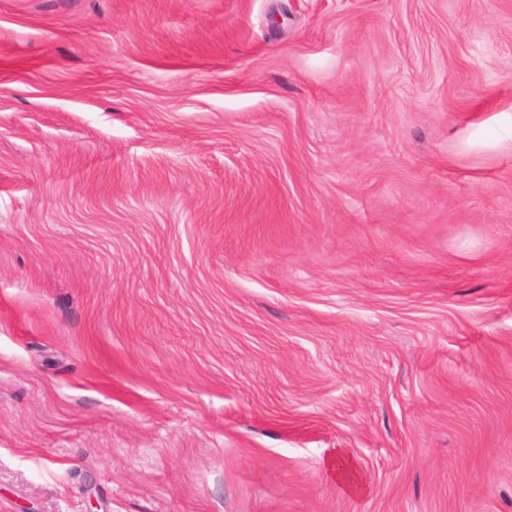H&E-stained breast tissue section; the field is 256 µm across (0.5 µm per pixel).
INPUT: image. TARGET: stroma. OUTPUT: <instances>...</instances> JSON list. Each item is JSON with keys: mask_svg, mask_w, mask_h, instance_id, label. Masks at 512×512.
<instances>
[{"mask_svg": "<svg viewBox=\"0 0 512 512\" xmlns=\"http://www.w3.org/2000/svg\"><path fill=\"white\" fill-rule=\"evenodd\" d=\"M0 512H512V0H0ZM327 468L336 474V479L343 481V484L350 492L357 493L365 489L363 478L355 471L349 457L342 461L341 456L336 454V471H333L331 464H328Z\"/></svg>", "mask_w": 512, "mask_h": 512, "instance_id": "stroma-1", "label": "stroma"}]
</instances>
